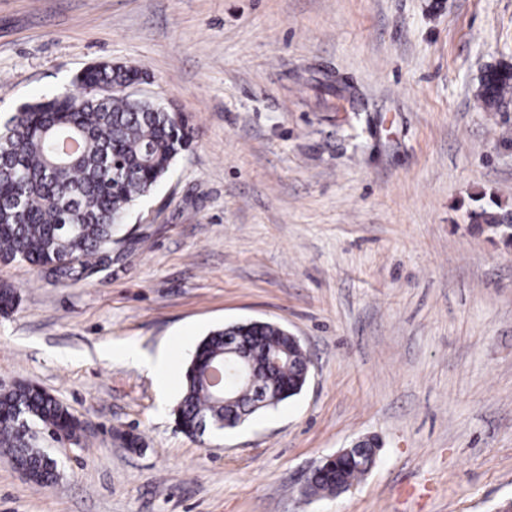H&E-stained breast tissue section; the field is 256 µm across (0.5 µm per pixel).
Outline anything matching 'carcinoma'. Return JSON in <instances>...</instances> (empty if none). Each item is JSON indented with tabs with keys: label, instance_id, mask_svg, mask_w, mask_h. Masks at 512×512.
Listing matches in <instances>:
<instances>
[{
	"label": "carcinoma",
	"instance_id": "obj_1",
	"mask_svg": "<svg viewBox=\"0 0 512 512\" xmlns=\"http://www.w3.org/2000/svg\"><path fill=\"white\" fill-rule=\"evenodd\" d=\"M146 76L136 65L102 63L74 79L79 91L66 90L22 107L0 120V261H22L67 284L89 278L112 258L131 208L150 195L191 145L193 130L171 106L144 103L120 88ZM107 85L106 99L91 88ZM512 93V69L489 70L480 99L489 108ZM512 211L483 208L471 212L475 229L512 246ZM17 294L0 285V315L11 313ZM235 343L277 349L282 368L261 371L256 384L277 395L280 404L299 394L308 379L310 360L288 342L280 325L259 321L241 327ZM224 361V328L210 331L187 365L181 397L173 410L182 432L197 434L199 425L223 430L226 418L252 406V389L232 387L222 393L206 378L209 367ZM26 420L33 434L80 439L85 431L68 407L43 389L19 383L0 391V448L26 473L29 482L45 487L59 472L47 451L21 431ZM366 473L358 462L340 459L331 474H316L310 488L332 494L336 484L349 486Z\"/></svg>",
	"mask_w": 512,
	"mask_h": 512
}]
</instances>
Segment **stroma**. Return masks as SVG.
Returning <instances> with one entry per match:
<instances>
[{"label": "stroma", "mask_w": 512, "mask_h": 512, "mask_svg": "<svg viewBox=\"0 0 512 512\" xmlns=\"http://www.w3.org/2000/svg\"><path fill=\"white\" fill-rule=\"evenodd\" d=\"M96 62L194 130L111 261L67 285L0 261V388L83 420L47 441L49 487L0 452V512H497L512 501V249L470 213L512 209V0H0V116ZM273 321L313 361L302 393L222 434L173 408L213 328ZM135 343L168 353L155 378ZM139 439L137 448L114 430ZM363 436L372 469L303 497ZM512 93V69L489 70L483 78L480 99L486 107H496L502 99Z\"/></svg>", "instance_id": "1"}]
</instances>
